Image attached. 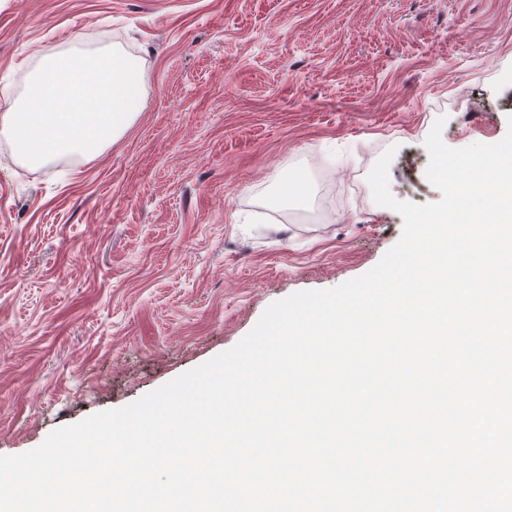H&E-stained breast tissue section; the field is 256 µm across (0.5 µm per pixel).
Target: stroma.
<instances>
[{
	"instance_id": "obj_1",
	"label": "stroma",
	"mask_w": 512,
	"mask_h": 512,
	"mask_svg": "<svg viewBox=\"0 0 512 512\" xmlns=\"http://www.w3.org/2000/svg\"><path fill=\"white\" fill-rule=\"evenodd\" d=\"M105 41L145 101L104 155L28 168L0 136V455L375 267L403 229L367 181L387 149L392 195L433 203L436 120L451 148L512 127V0H0V113Z\"/></svg>"
}]
</instances>
